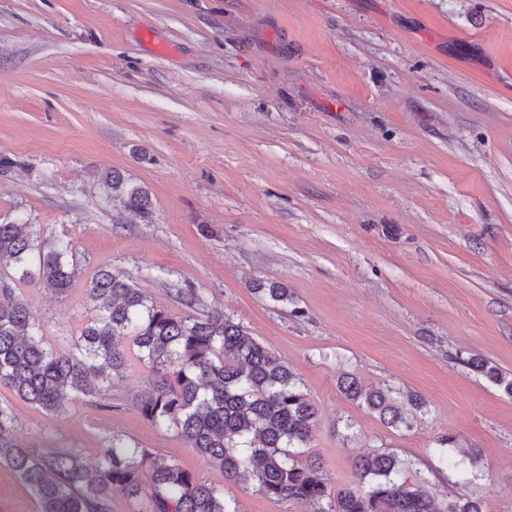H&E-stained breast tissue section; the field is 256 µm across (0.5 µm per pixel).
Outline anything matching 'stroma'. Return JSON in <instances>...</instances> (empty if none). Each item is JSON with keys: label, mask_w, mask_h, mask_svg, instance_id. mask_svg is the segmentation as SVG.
I'll return each instance as SVG.
<instances>
[{"label": "stroma", "mask_w": 512, "mask_h": 512, "mask_svg": "<svg viewBox=\"0 0 512 512\" xmlns=\"http://www.w3.org/2000/svg\"><path fill=\"white\" fill-rule=\"evenodd\" d=\"M0 156V222L68 235L82 264L64 299L16 289L48 343L86 325L97 267L179 314L193 290L298 375L331 488L381 449L437 504L512 512V396L464 363L512 377V0H0ZM112 169L148 191L149 220L103 186ZM346 372L427 407L387 426L340 392ZM150 382L133 355L62 416L3 386L0 405L34 455L75 448L91 469L120 434L237 512H313L225 481L145 419ZM471 450L464 484L451 465ZM0 512H40L1 463Z\"/></svg>", "instance_id": "obj_1"}]
</instances>
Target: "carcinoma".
<instances>
[{"instance_id":"obj_1","label":"carcinoma","mask_w":512,"mask_h":512,"mask_svg":"<svg viewBox=\"0 0 512 512\" xmlns=\"http://www.w3.org/2000/svg\"><path fill=\"white\" fill-rule=\"evenodd\" d=\"M103 184L130 212L149 217L147 190L116 170ZM3 267L13 269L12 282L40 285L59 299L81 274L68 238H44L33 225L13 222L0 223ZM257 292L274 302L290 297L280 282L260 284ZM181 295L188 311L175 315L130 278L100 268L86 284L92 319L68 346L54 347L41 334L40 317L11 282L0 279V386L37 410L61 416L75 394L100 393L122 373L130 341L151 372L150 389L135 402L140 414L176 429L187 448L210 459L226 482L252 486L277 501L307 502L317 512H485L479 498L438 508L425 479L408 485L407 463L380 449L356 456L353 485L332 490L320 462L294 452L312 439L317 412L293 371L223 310L197 314L196 294ZM466 364L512 395V379L497 368L474 357ZM339 388L394 427L410 426L425 408L416 395L400 405L391 390H367L351 374L341 377ZM0 462L34 492L41 512H108L115 490L145 499L142 512H236L223 486L199 483L176 463L120 435L112 436L92 471L78 450L37 458L16 439L13 409L1 405Z\"/></svg>"}]
</instances>
